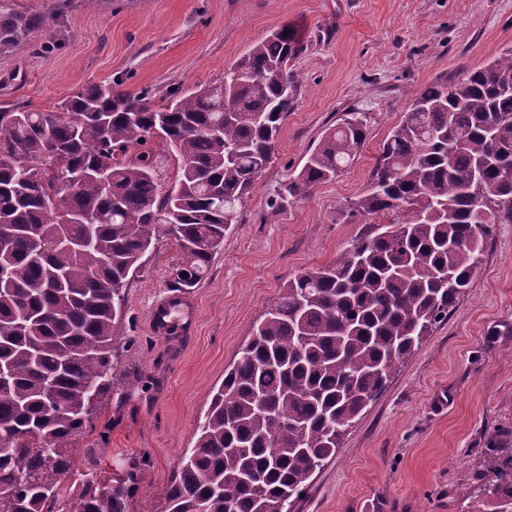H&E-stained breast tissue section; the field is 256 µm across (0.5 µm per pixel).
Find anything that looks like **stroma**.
Segmentation results:
<instances>
[{"mask_svg": "<svg viewBox=\"0 0 512 512\" xmlns=\"http://www.w3.org/2000/svg\"><path fill=\"white\" fill-rule=\"evenodd\" d=\"M50 16L35 41L0 51V107L48 111L84 85L130 93L220 82L256 41L296 36V76L275 153L207 274L173 312L181 336L152 333L178 252L159 234L127 278L113 324L112 387L79 441L98 473L142 463L133 512H162L181 456L254 322L301 270L332 264L383 215L344 217L368 188L392 128L428 85L455 82L512 48V0H9ZM349 112L367 138L335 180L283 197ZM512 448V222L486 240L481 271L316 472L292 512H465L486 448Z\"/></svg>", "mask_w": 512, "mask_h": 512, "instance_id": "35a3bbf8", "label": "stroma"}]
</instances>
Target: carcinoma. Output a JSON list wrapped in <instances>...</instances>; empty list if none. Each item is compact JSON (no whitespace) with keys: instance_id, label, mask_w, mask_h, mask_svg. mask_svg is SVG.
Segmentation results:
<instances>
[{"instance_id":"obj_1","label":"carcinoma","mask_w":512,"mask_h":512,"mask_svg":"<svg viewBox=\"0 0 512 512\" xmlns=\"http://www.w3.org/2000/svg\"><path fill=\"white\" fill-rule=\"evenodd\" d=\"M47 17L0 3V51ZM251 45L226 79L162 106L122 82L86 85L52 111L0 108V512H63L76 437L111 387L113 322L160 230L192 288L224 245L288 114L294 36ZM367 136L350 112L285 192L340 175ZM181 161L167 191L154 147ZM512 49L428 86L391 130L347 215L391 216L336 262L298 272L255 323L213 394L164 512H291L363 410L466 292L503 211L512 216ZM106 170L109 187L91 173ZM77 479L75 512H131L132 464ZM467 512H512V448H488Z\"/></svg>"}]
</instances>
